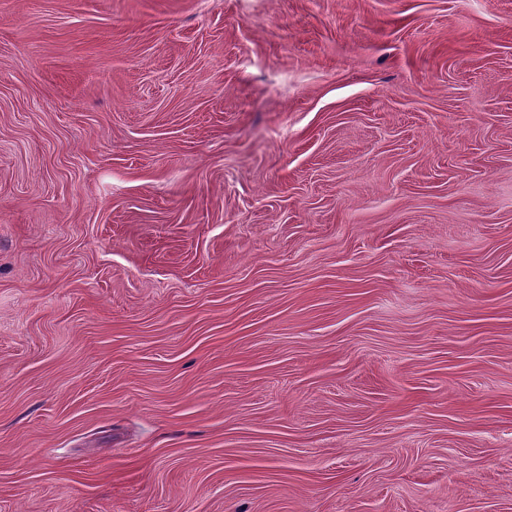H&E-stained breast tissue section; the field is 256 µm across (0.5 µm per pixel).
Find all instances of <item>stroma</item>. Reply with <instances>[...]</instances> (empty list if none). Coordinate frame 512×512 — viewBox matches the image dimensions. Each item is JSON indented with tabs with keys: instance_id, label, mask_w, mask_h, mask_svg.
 I'll list each match as a JSON object with an SVG mask.
<instances>
[{
	"instance_id": "35a3bbf8",
	"label": "stroma",
	"mask_w": 512,
	"mask_h": 512,
	"mask_svg": "<svg viewBox=\"0 0 512 512\" xmlns=\"http://www.w3.org/2000/svg\"><path fill=\"white\" fill-rule=\"evenodd\" d=\"M0 512H512V0H0Z\"/></svg>"
}]
</instances>
